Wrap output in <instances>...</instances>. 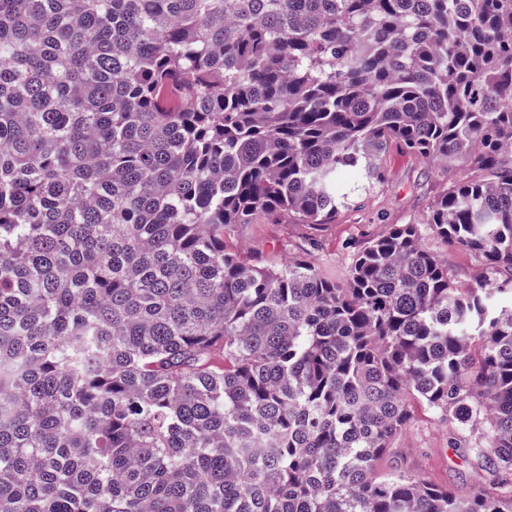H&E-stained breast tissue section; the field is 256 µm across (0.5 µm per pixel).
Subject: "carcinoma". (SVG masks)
<instances>
[{"instance_id": "obj_1", "label": "carcinoma", "mask_w": 512, "mask_h": 512, "mask_svg": "<svg viewBox=\"0 0 512 512\" xmlns=\"http://www.w3.org/2000/svg\"><path fill=\"white\" fill-rule=\"evenodd\" d=\"M392 143L467 176L345 283L226 248ZM508 283L512 0H0V512H512ZM412 401L488 483L377 472ZM426 247L447 262L448 269L457 284L462 286L474 284L480 273L479 262L474 255L462 248L447 246L436 239L427 240Z\"/></svg>"}]
</instances>
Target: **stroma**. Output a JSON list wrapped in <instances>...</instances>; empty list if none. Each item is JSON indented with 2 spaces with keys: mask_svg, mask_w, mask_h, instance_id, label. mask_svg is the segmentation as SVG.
I'll return each instance as SVG.
<instances>
[{
  "mask_svg": "<svg viewBox=\"0 0 512 512\" xmlns=\"http://www.w3.org/2000/svg\"><path fill=\"white\" fill-rule=\"evenodd\" d=\"M384 167L383 187L371 192L363 207L340 212L333 223L312 225L263 219L240 226L234 236L226 239L227 249L249 260L276 262L307 254L325 276L345 281L356 246L387 235L394 225L422 218L429 202L446 184L444 173L428 169L421 160L394 147L385 157ZM426 246L447 262L457 284H474L480 273L474 255L436 239L427 240ZM411 410L410 424L378 461V472L409 470L459 492L487 482V473L466 456L454 424L439 421L416 404Z\"/></svg>",
  "mask_w": 512,
  "mask_h": 512,
  "instance_id": "1",
  "label": "stroma"
}]
</instances>
